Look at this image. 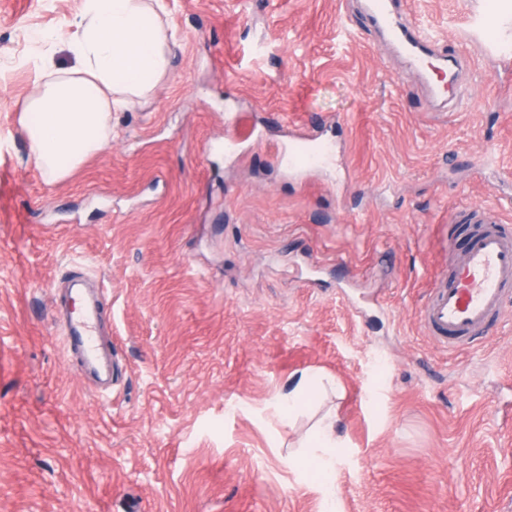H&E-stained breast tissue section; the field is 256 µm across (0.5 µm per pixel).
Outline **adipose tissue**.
Listing matches in <instances>:
<instances>
[{
    "mask_svg": "<svg viewBox=\"0 0 512 512\" xmlns=\"http://www.w3.org/2000/svg\"><path fill=\"white\" fill-rule=\"evenodd\" d=\"M57 38L73 64L60 71L49 53L37 52L43 82L20 117L38 167L53 182L107 145L113 111L150 96L170 74L177 34L163 19L161 0H84L72 31Z\"/></svg>",
    "mask_w": 512,
    "mask_h": 512,
    "instance_id": "ef3b65f1",
    "label": "adipose tissue"
}]
</instances>
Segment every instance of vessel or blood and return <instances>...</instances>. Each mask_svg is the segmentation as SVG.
Instances as JSON below:
<instances>
[{
    "label": "vessel or blood",
    "instance_id": "obj_1",
    "mask_svg": "<svg viewBox=\"0 0 512 512\" xmlns=\"http://www.w3.org/2000/svg\"><path fill=\"white\" fill-rule=\"evenodd\" d=\"M368 14L386 40L425 79L436 99H467L468 89L460 80V55L438 54L435 38L404 23L395 13L392 0H368ZM276 159L292 169L341 164L337 145L328 139L319 140L314 150L290 146L278 151ZM511 301L512 227L502 224L497 214L488 210L482 227L467 236L462 261L450 273L440 275L419 316L428 333L452 351L503 321ZM101 317L98 311L85 314L73 327L83 359H92L98 352L96 329Z\"/></svg>",
    "mask_w": 512,
    "mask_h": 512
}]
</instances>
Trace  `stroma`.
I'll use <instances>...</instances> for the list:
<instances>
[{"mask_svg":"<svg viewBox=\"0 0 512 512\" xmlns=\"http://www.w3.org/2000/svg\"><path fill=\"white\" fill-rule=\"evenodd\" d=\"M82 2L0 0V512H512V320L451 354L418 318L457 205L512 223V62L473 30L512 0H400L467 57L452 112L362 0H164L170 76L51 183L16 112L42 75L7 61ZM323 125L346 181L274 157ZM76 277L105 290V400L66 340Z\"/></svg>","mask_w":512,"mask_h":512,"instance_id":"35a3bbf8","label":"stroma"}]
</instances>
